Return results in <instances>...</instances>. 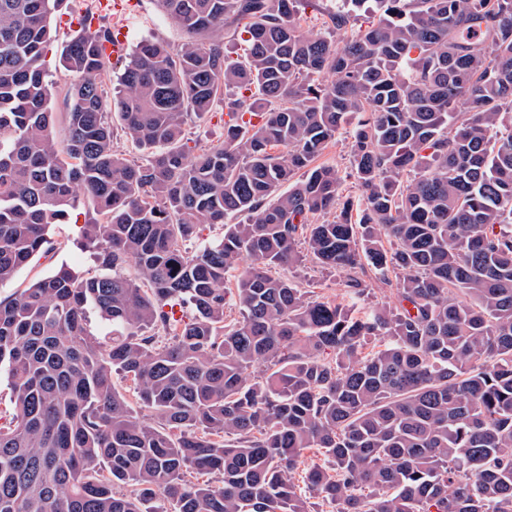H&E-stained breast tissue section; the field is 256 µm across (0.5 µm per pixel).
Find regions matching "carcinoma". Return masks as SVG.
<instances>
[{
	"mask_svg": "<svg viewBox=\"0 0 512 512\" xmlns=\"http://www.w3.org/2000/svg\"><path fill=\"white\" fill-rule=\"evenodd\" d=\"M157 2L188 40L119 74L140 163L111 31L66 46L59 141L63 0H0V283L81 195L101 270L0 300V512H512V0H373L341 45L303 31L317 0ZM218 101L224 141L190 147ZM342 131L356 200L316 163ZM309 262L348 300L284 274ZM96 4L97 0H65L56 19V42L49 51L47 66L48 80L53 88L52 106L56 112L55 133L59 139H64L67 134L64 97L69 83L68 73L59 62L60 55L70 39L79 31L71 27V21L94 13L97 9ZM64 16H68L69 21H65Z\"/></svg>",
	"mask_w": 512,
	"mask_h": 512,
	"instance_id": "1",
	"label": "carcinoma"
}]
</instances>
